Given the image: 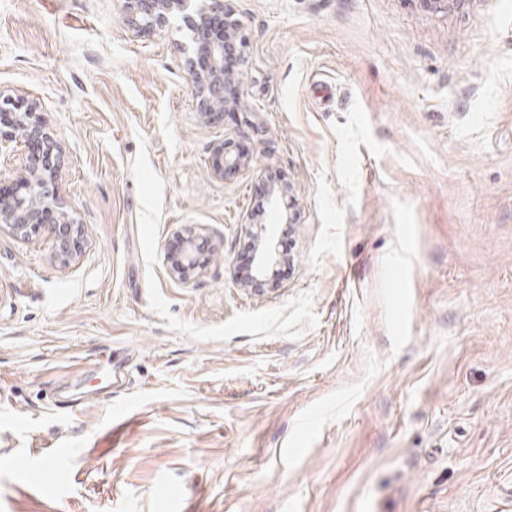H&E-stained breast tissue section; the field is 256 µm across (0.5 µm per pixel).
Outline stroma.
Segmentation results:
<instances>
[{
  "label": "stroma",
  "mask_w": 512,
  "mask_h": 512,
  "mask_svg": "<svg viewBox=\"0 0 512 512\" xmlns=\"http://www.w3.org/2000/svg\"><path fill=\"white\" fill-rule=\"evenodd\" d=\"M232 5L209 124L180 20L0 0V94L39 102L88 241L0 233V512H512V0ZM223 141L250 168L215 177ZM273 176L293 265L250 288ZM212 246L205 229L177 233L167 249L170 274L179 280H189L202 266V255Z\"/></svg>",
  "instance_id": "1"
}]
</instances>
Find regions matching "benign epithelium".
<instances>
[{"instance_id":"obj_1","label":"benign epithelium","mask_w":512,"mask_h":512,"mask_svg":"<svg viewBox=\"0 0 512 512\" xmlns=\"http://www.w3.org/2000/svg\"><path fill=\"white\" fill-rule=\"evenodd\" d=\"M127 28L144 35L167 26L174 15H181L189 31V44L183 46L184 64L190 89L202 117L209 123L224 117V110L241 102L240 84L235 71H227L228 43L213 37L218 29H242L229 0H122ZM35 100L21 99L11 109L0 108V142L20 139L27 149L25 174L9 185L0 184V232L29 239L41 233L55 242L54 257L66 266L82 255L87 247L84 226L74 216L61 195L58 178L64 164L60 142L46 126ZM214 173L239 171L250 166L248 157L224 153V144L214 148ZM282 187H268L269 223H294V216H283L278 206ZM212 246L205 230L176 234L167 249L170 274L188 280L202 266V255ZM269 255L254 254L251 284L264 277Z\"/></svg>"}]
</instances>
